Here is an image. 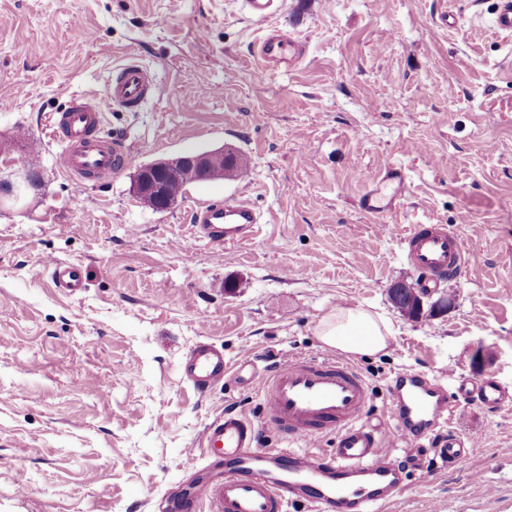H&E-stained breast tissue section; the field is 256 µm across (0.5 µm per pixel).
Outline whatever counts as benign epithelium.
I'll return each instance as SVG.
<instances>
[{
	"instance_id": "benign-epithelium-1",
	"label": "benign epithelium",
	"mask_w": 512,
	"mask_h": 512,
	"mask_svg": "<svg viewBox=\"0 0 512 512\" xmlns=\"http://www.w3.org/2000/svg\"><path fill=\"white\" fill-rule=\"evenodd\" d=\"M221 162L226 171L233 174L241 170L244 161L239 153L231 146L225 145L219 149L181 154L172 158L157 160L140 166L137 171L134 191L142 201L161 199L166 192L167 184L173 181L192 182L202 181L210 175L215 163ZM13 180L0 182V207L7 203H20L29 189L33 188L32 173L23 166L14 165ZM452 306V298L447 292H442L437 299H431V294L421 296L418 316L442 315Z\"/></svg>"
}]
</instances>
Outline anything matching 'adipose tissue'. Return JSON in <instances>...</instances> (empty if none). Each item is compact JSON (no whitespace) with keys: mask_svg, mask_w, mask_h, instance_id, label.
<instances>
[{"mask_svg":"<svg viewBox=\"0 0 512 512\" xmlns=\"http://www.w3.org/2000/svg\"><path fill=\"white\" fill-rule=\"evenodd\" d=\"M323 345L350 355L384 352L394 334L392 324L380 314L361 307H339L324 315L316 326Z\"/></svg>","mask_w":512,"mask_h":512,"instance_id":"obj_1","label":"adipose tissue"}]
</instances>
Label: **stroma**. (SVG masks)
I'll list each match as a JSON object with an SVG mask.
<instances>
[{
	"instance_id": "35a3bbf8",
	"label": "stroma",
	"mask_w": 512,
	"mask_h": 512,
	"mask_svg": "<svg viewBox=\"0 0 512 512\" xmlns=\"http://www.w3.org/2000/svg\"><path fill=\"white\" fill-rule=\"evenodd\" d=\"M497 0H0V136L38 156L41 185L0 209V512H166L196 479L187 456L224 410L261 420L250 382L269 359L316 356L318 320L339 306L388 318L386 353L352 362L390 424L388 385L413 370L512 391V35ZM283 25L306 45L293 68L254 53ZM135 55L160 93L105 107L130 161L76 189L46 118L72 95L106 99ZM229 144L247 165L193 183L165 210L133 186L138 168ZM399 162L407 191L380 220L360 197ZM247 199L260 234L214 249L188 242L199 203ZM444 224L480 261L429 284L454 299L412 320L388 297L418 280L400 240ZM81 264L82 292L55 288L47 258ZM202 342L224 350L223 384L199 395L180 374ZM479 433L455 466L422 449L385 512H512V404L460 405ZM492 492L477 495L474 478Z\"/></svg>"
}]
</instances>
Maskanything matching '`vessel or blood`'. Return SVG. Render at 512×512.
<instances>
[{
    "label": "vessel or blood",
    "mask_w": 512,
    "mask_h": 512,
    "mask_svg": "<svg viewBox=\"0 0 512 512\" xmlns=\"http://www.w3.org/2000/svg\"><path fill=\"white\" fill-rule=\"evenodd\" d=\"M256 54L267 69L293 68L304 57L302 43L287 28L275 26L261 39ZM159 87L151 71L130 56L112 77L109 101L134 111L156 97ZM53 140L61 147L59 165L77 188L88 180L119 172L130 158L124 137L106 132L104 110L95 96L72 98L67 107L47 117ZM406 189L399 164L387 166L375 189L361 197L366 213L383 217L396 207ZM191 236L212 247L254 237L260 218L245 200L207 203L190 214ZM406 262L435 278L461 277L473 262L460 237L444 224H418L402 239ZM56 288L75 294L85 286L81 265L50 259ZM227 373L223 350L209 343L194 347L182 364V375L198 392L222 384ZM255 388L263 402V423L227 410L203 430L200 446L209 459H225L222 477L205 482L177 504L193 512L208 501L211 512H287L291 502L306 503L310 512H383L404 491V470L393 450L397 443L420 449L425 438L439 435L449 422L454 402L476 401L487 408L512 403V393L497 382H458L447 389L418 372L392 379L388 390L394 422L372 425L364 415L372 394L360 371L336 354L295 357L263 373ZM284 436L288 447L271 451L260 445L262 429ZM333 435L329 454L308 453L325 435ZM474 435L440 438L438 454L451 463L476 447Z\"/></svg>",
    "instance_id": "vessel-or-blood-1"
}]
</instances>
